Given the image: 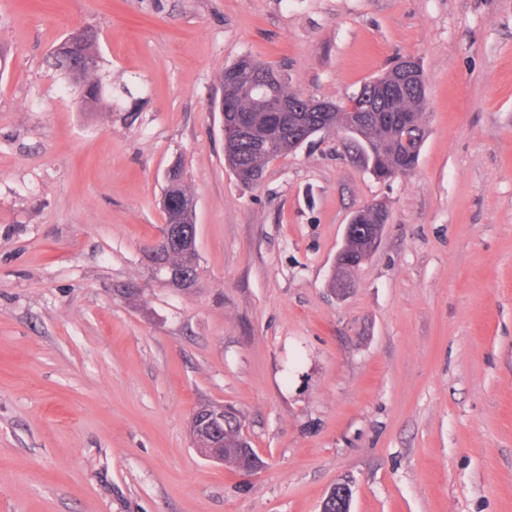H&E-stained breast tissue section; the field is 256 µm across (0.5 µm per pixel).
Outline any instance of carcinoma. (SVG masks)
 <instances>
[{
    "mask_svg": "<svg viewBox=\"0 0 512 512\" xmlns=\"http://www.w3.org/2000/svg\"><path fill=\"white\" fill-rule=\"evenodd\" d=\"M82 56L100 57L97 35L76 41L66 37L53 50L54 66L68 77L74 94L82 109L95 111L102 103L101 85L92 71L73 67V61ZM256 69L273 72L268 65L242 57L224 69L221 84L224 91V126L228 138L224 140L225 161L232 170L245 168L250 179L247 184L256 185L263 177L266 166L273 160L285 157L296 149L299 139L311 123L318 121L331 129H340L346 123L349 111L336 109L334 112L313 111V100L288 89L285 82L277 87V97L292 104V111L280 112L266 104L262 93L252 96L243 93L244 80ZM377 102L378 111L367 113L369 140L373 150L356 148L360 158L380 177L388 176L403 165L402 157L392 146L391 138L396 125L404 115L422 119L425 110V94L417 85H396V73L388 71L379 83L367 82L350 97L354 105L364 100ZM189 193L182 170H177L174 181L165 186L162 212L167 224L194 223L195 210L189 208ZM357 235L350 239V254L355 256L363 249L365 229L376 223V213L369 209L359 211L353 217ZM197 253L183 246L167 253L165 262L173 269H193ZM224 447L236 449V455L227 459L233 466L248 460L246 448L249 442L242 436L240 428L230 426L224 430ZM351 495L338 490L331 503L325 504L324 512H349Z\"/></svg>",
    "mask_w": 512,
    "mask_h": 512,
    "instance_id": "cac0c4a2",
    "label": "carcinoma"
}]
</instances>
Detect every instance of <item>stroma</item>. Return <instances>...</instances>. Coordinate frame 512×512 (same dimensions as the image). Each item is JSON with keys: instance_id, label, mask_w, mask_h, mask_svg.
Here are the masks:
<instances>
[{"instance_id": "obj_1", "label": "stroma", "mask_w": 512, "mask_h": 512, "mask_svg": "<svg viewBox=\"0 0 512 512\" xmlns=\"http://www.w3.org/2000/svg\"><path fill=\"white\" fill-rule=\"evenodd\" d=\"M98 34L102 106L53 65ZM0 512H512V0H0ZM347 104L420 60L425 138L380 180L336 133L224 160L242 56ZM196 200L198 279H155L166 170ZM376 252L328 291L355 211ZM231 408L261 459L193 447ZM236 414L224 406H201L197 407L192 415L190 424V434L196 450L208 460L218 464H224V448H237L236 455L233 458L225 460L227 464L235 466L236 462L248 463V453L245 448H250L257 459L259 456L251 448L249 442L242 436L240 431V422L236 428L229 426L225 429L226 421H232ZM224 436V438H223ZM243 465V471L251 472L259 465Z\"/></svg>"}]
</instances>
